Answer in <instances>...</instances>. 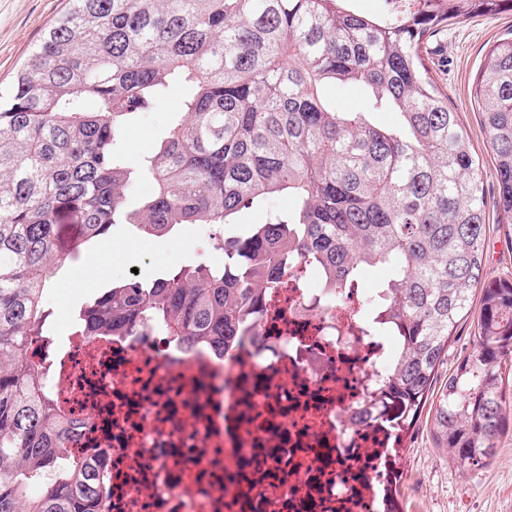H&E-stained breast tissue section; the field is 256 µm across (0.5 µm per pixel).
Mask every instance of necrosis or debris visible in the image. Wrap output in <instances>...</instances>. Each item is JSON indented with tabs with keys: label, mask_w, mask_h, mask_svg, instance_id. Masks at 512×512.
Here are the masks:
<instances>
[{
	"label": "necrosis or debris",
	"mask_w": 512,
	"mask_h": 512,
	"mask_svg": "<svg viewBox=\"0 0 512 512\" xmlns=\"http://www.w3.org/2000/svg\"><path fill=\"white\" fill-rule=\"evenodd\" d=\"M373 288L331 297L306 263L264 294L252 331L216 351L153 327L35 352L101 512H386L396 411L390 348L364 322Z\"/></svg>",
	"instance_id": "obj_1"
}]
</instances>
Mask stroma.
Instances as JSON below:
<instances>
[{
	"instance_id": "stroma-1",
	"label": "stroma",
	"mask_w": 512,
	"mask_h": 512,
	"mask_svg": "<svg viewBox=\"0 0 512 512\" xmlns=\"http://www.w3.org/2000/svg\"><path fill=\"white\" fill-rule=\"evenodd\" d=\"M65 9L66 0H0V88L13 81L29 47ZM511 31L509 11L451 24L428 43L430 70L447 90L448 105L458 113L463 133L480 159L476 174L486 191L488 225L484 271L491 278L512 277V230L502 224L495 206L498 184L493 151L473 95L486 54L500 36ZM177 105V97L172 96L157 110L134 118L124 144L130 159L150 151L165 135ZM289 206L286 198H271L241 211L233 224L222 229L187 224L163 238L143 234L128 224L114 225L109 238L94 242L52 278L47 306L50 312L63 309L73 315L105 288L132 277L150 281L185 265L221 264L224 254L213 245L214 231L243 235L251 225L263 223L268 212ZM92 255L99 257L103 275L74 279L73 271ZM400 467L402 512H512V431L500 439L491 464L465 470L444 449L434 447L430 427L422 419L406 438Z\"/></svg>"
}]
</instances>
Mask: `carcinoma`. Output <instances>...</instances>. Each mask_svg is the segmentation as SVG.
Instances as JSON below:
<instances>
[{
	"label": "carcinoma",
	"instance_id": "obj_1",
	"mask_svg": "<svg viewBox=\"0 0 512 512\" xmlns=\"http://www.w3.org/2000/svg\"><path fill=\"white\" fill-rule=\"evenodd\" d=\"M68 0L0 104V512H98L99 469L70 459L71 425L27 350L46 335L45 294L82 246L130 224L156 237L230 224L285 195L288 215L224 238V265L112 286L73 333L160 327L189 345L234 343L289 264L349 288L372 268L381 321L396 337L387 394L407 435L427 402L431 433L463 469L486 466L512 429V279L484 275L478 157L422 49L449 23L512 0ZM336 85L371 112H338ZM178 120L133 164L128 119L174 90ZM482 107L512 225V36L485 56ZM147 183L150 193L135 195ZM480 293L476 344L435 388L458 323Z\"/></svg>",
	"mask_w": 512,
	"mask_h": 512
}]
</instances>
